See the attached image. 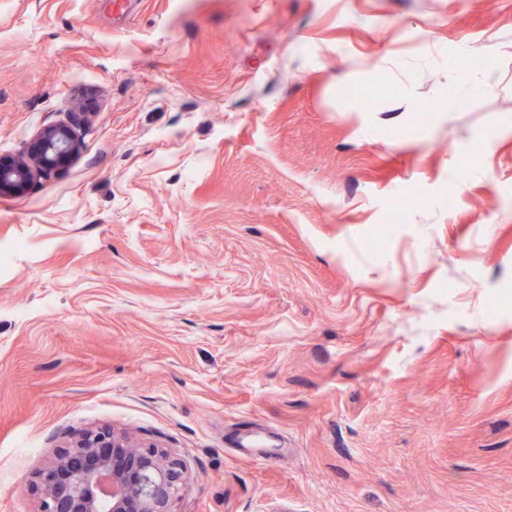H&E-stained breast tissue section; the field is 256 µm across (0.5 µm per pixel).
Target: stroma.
<instances>
[{"label": "stroma", "instance_id": "1", "mask_svg": "<svg viewBox=\"0 0 512 512\" xmlns=\"http://www.w3.org/2000/svg\"><path fill=\"white\" fill-rule=\"evenodd\" d=\"M75 112L0 197V512L104 426L174 512H512V0H0V158ZM497 82V77L489 70L470 73L465 78L456 80L451 94L448 95V102L445 106L447 112L462 108L474 90ZM76 149L74 125L51 124L36 136L27 161L0 160V197L24 192L37 178L50 177Z\"/></svg>", "mask_w": 512, "mask_h": 512}]
</instances>
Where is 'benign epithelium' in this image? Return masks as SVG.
<instances>
[{"instance_id": "obj_1", "label": "benign epithelium", "mask_w": 512, "mask_h": 512, "mask_svg": "<svg viewBox=\"0 0 512 512\" xmlns=\"http://www.w3.org/2000/svg\"><path fill=\"white\" fill-rule=\"evenodd\" d=\"M76 149L74 126L51 124L26 161L0 160V196L49 177ZM40 512H173L181 463L153 445L111 429L84 432L37 471Z\"/></svg>"}]
</instances>
